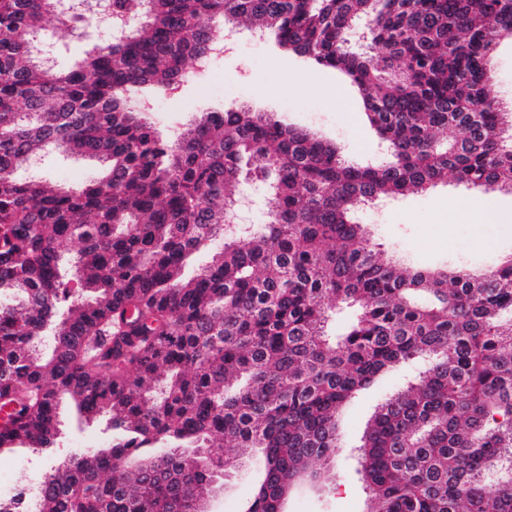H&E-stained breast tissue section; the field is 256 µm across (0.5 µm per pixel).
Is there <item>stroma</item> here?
Returning <instances> with one entry per match:
<instances>
[{"label":"stroma","mask_w":512,"mask_h":512,"mask_svg":"<svg viewBox=\"0 0 512 512\" xmlns=\"http://www.w3.org/2000/svg\"><path fill=\"white\" fill-rule=\"evenodd\" d=\"M43 37L54 44V59L60 69L78 62L100 41L95 26L76 20L63 28L53 18L46 21ZM180 96L173 108L153 115L162 137H170L171 125L190 124L209 108L248 105L315 132L356 164H379L388 158L385 142L365 118L358 93L336 71L306 64L276 46L272 38L255 39L253 32L244 28L237 30L233 47L225 49L212 70L184 84ZM40 167L47 180L78 185L98 164L49 150ZM490 211L495 220H487ZM356 219L380 249L411 266L479 272L512 255L510 193L476 191L451 180L424 192L366 206ZM412 372V367L396 366L345 405L342 446L328 479L293 489L285 512H366L367 494L357 473L356 448L377 406L404 387ZM59 413L61 434L51 451L24 446L0 451V495L13 494L18 485L39 481L75 453L110 441L107 417L86 421L66 398L60 402ZM259 472L258 460L248 461L212 500V512H242Z\"/></svg>","instance_id":"stroma-1"}]
</instances>
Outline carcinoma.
<instances>
[{
    "instance_id": "obj_1",
    "label": "carcinoma",
    "mask_w": 512,
    "mask_h": 512,
    "mask_svg": "<svg viewBox=\"0 0 512 512\" xmlns=\"http://www.w3.org/2000/svg\"><path fill=\"white\" fill-rule=\"evenodd\" d=\"M71 13L0 0V448L55 447L61 395L89 419L112 415L109 446L45 474L38 512H194L255 456L246 512H276L290 477H328L312 465L335 461L343 406L417 359L427 368L358 446L367 512H512V259L407 267L354 219L450 177L512 193L491 83L512 0H112L128 30L54 69L38 52L44 23ZM219 20L350 79L390 161L355 165L247 106L163 142L137 101L209 56ZM50 148L103 170L78 189L17 180ZM254 176L270 184L268 221L226 225ZM339 305L357 317L336 338ZM218 440L234 455L214 453ZM195 449L207 457L191 469Z\"/></svg>"
}]
</instances>
